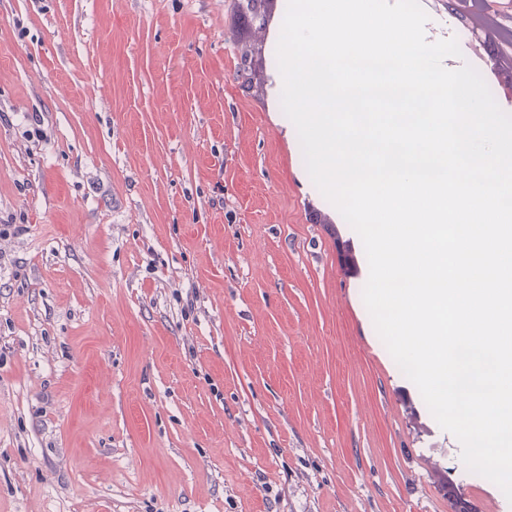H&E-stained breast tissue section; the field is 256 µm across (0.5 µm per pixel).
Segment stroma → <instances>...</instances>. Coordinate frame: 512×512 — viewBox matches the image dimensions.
<instances>
[{
	"instance_id": "obj_1",
	"label": "stroma",
	"mask_w": 512,
	"mask_h": 512,
	"mask_svg": "<svg viewBox=\"0 0 512 512\" xmlns=\"http://www.w3.org/2000/svg\"><path fill=\"white\" fill-rule=\"evenodd\" d=\"M234 3L0 0V512H512L342 268L272 41L237 80Z\"/></svg>"
}]
</instances>
